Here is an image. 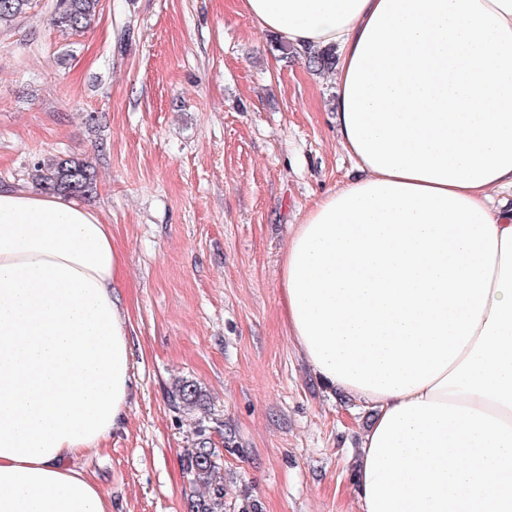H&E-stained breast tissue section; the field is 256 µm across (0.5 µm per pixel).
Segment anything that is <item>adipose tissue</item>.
Returning <instances> with one entry per match:
<instances>
[{
    "label": "adipose tissue",
    "mask_w": 512,
    "mask_h": 512,
    "mask_svg": "<svg viewBox=\"0 0 512 512\" xmlns=\"http://www.w3.org/2000/svg\"><path fill=\"white\" fill-rule=\"evenodd\" d=\"M336 51L340 143L281 260L288 334L373 412L362 512H512V0H239ZM125 257L74 199L0 188V512H112L69 457L123 432Z\"/></svg>",
    "instance_id": "adipose-tissue-1"
}]
</instances>
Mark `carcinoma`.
Here are the masks:
<instances>
[{"label": "carcinoma", "mask_w": 512, "mask_h": 512, "mask_svg": "<svg viewBox=\"0 0 512 512\" xmlns=\"http://www.w3.org/2000/svg\"><path fill=\"white\" fill-rule=\"evenodd\" d=\"M100 0H55L52 25L61 33L82 32L95 21ZM32 8V0H0V25L9 24ZM306 66L317 73L336 66L333 50L310 52L304 56ZM30 178L36 189L48 194L73 198H90L97 193L98 172L88 160L74 156L39 159L32 164ZM173 402L188 410L201 405L202 393L188 380L175 384ZM208 427L201 423L193 448L184 459V469L191 483L204 489L187 499V512H224V470L219 450L212 447Z\"/></svg>", "instance_id": "obj_1"}]
</instances>
